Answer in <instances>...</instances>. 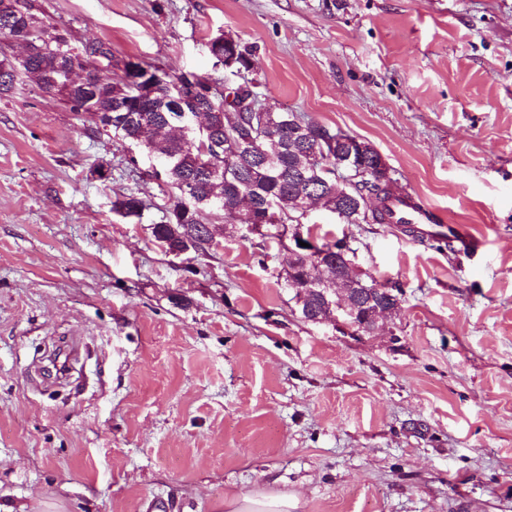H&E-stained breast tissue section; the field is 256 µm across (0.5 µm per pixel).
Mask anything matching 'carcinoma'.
Here are the masks:
<instances>
[{"label":"carcinoma","mask_w":512,"mask_h":512,"mask_svg":"<svg viewBox=\"0 0 512 512\" xmlns=\"http://www.w3.org/2000/svg\"><path fill=\"white\" fill-rule=\"evenodd\" d=\"M50 29L35 13L32 0H0V35L29 41L26 57L0 59V95L10 92L23 75L43 93L63 100L70 111L94 122L96 130L110 132L124 143L137 142L155 157L160 169L152 178L171 191L161 221L151 225V234L162 247H178L187 235L200 241L215 238L217 219L235 225L230 211L240 195L256 208L255 216L263 224L261 236L272 241L288 238V225L302 218L299 198L311 192L342 224L390 223L388 202L403 197L404 190L398 179L386 176L381 155L368 142L332 133L297 112H285V123L277 112H261L257 105L243 104L236 86L231 88V103L218 87L210 98L198 101L204 111L203 124L194 120L196 113L178 105L180 92L172 80L158 86L139 108L132 96L134 79L155 66L139 61L130 72L112 63V47L101 40L82 43L75 56L78 66L90 67L95 86L93 97L85 98L68 84L69 60L59 52L60 44L72 42L71 35L47 41L42 35ZM219 52L216 62L233 75L240 68L250 71L254 67L253 49L238 39L224 42ZM103 60L109 61L104 68L100 66ZM233 140L249 148L234 153L229 146ZM322 150L326 164L354 169L364 164L366 176L349 188L327 178L315 159V152ZM146 208L145 201L133 193L112 205L125 218L140 219ZM323 262L332 287L348 288L351 296L362 300L365 289L343 282L344 261L331 254ZM319 274L317 265L301 252L289 263L286 281L288 287L297 289V300L304 301L302 308L310 309L314 318L325 319L321 294L304 288L305 278Z\"/></svg>","instance_id":"1"}]
</instances>
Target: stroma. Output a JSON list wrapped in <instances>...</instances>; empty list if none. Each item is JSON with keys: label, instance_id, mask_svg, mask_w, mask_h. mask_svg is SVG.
<instances>
[{"label": "stroma", "instance_id": "35a3bbf8", "mask_svg": "<svg viewBox=\"0 0 512 512\" xmlns=\"http://www.w3.org/2000/svg\"><path fill=\"white\" fill-rule=\"evenodd\" d=\"M74 44L215 80L254 47L265 107L369 142L480 238L438 250L311 213L395 285L355 339L301 318L291 241L169 255L145 154L18 81L0 97V504L27 512H512V0H35ZM136 165H129L128 157ZM137 194L140 222L112 203ZM214 42H216L218 48L224 41L218 38L213 39L210 42V46H212ZM219 52L221 53L220 57L216 58L214 55H212V57L216 60V63H219L224 69H229L232 75L238 74L240 68L250 71L254 67L253 49L242 45L239 39L225 41L219 48ZM234 69L237 72L234 71ZM298 507L299 500L288 494H231L224 498L225 512H294Z\"/></svg>", "mask_w": 512, "mask_h": 512}]
</instances>
